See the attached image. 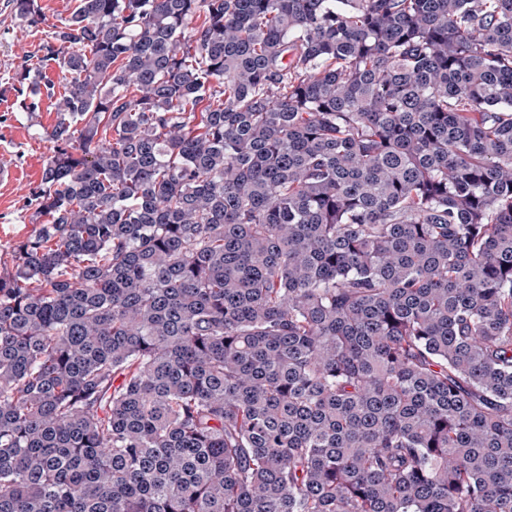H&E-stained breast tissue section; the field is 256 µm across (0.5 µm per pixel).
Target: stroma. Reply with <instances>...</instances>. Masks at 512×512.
Wrapping results in <instances>:
<instances>
[{
    "label": "stroma",
    "mask_w": 512,
    "mask_h": 512,
    "mask_svg": "<svg viewBox=\"0 0 512 512\" xmlns=\"http://www.w3.org/2000/svg\"><path fill=\"white\" fill-rule=\"evenodd\" d=\"M43 32L22 30L14 17L12 0H0V164H10L18 177L13 186L0 187V269L13 263L15 244L36 233L26 198L39 184L51 144L42 132L57 115L51 99L41 98L35 111L20 108L13 76L36 63Z\"/></svg>",
    "instance_id": "35a3bbf8"
}]
</instances>
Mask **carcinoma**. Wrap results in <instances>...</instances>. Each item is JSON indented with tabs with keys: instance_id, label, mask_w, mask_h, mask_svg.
Here are the masks:
<instances>
[{
	"instance_id": "1",
	"label": "carcinoma",
	"mask_w": 512,
	"mask_h": 512,
	"mask_svg": "<svg viewBox=\"0 0 512 512\" xmlns=\"http://www.w3.org/2000/svg\"><path fill=\"white\" fill-rule=\"evenodd\" d=\"M40 51L0 512H512V0H80Z\"/></svg>"
}]
</instances>
